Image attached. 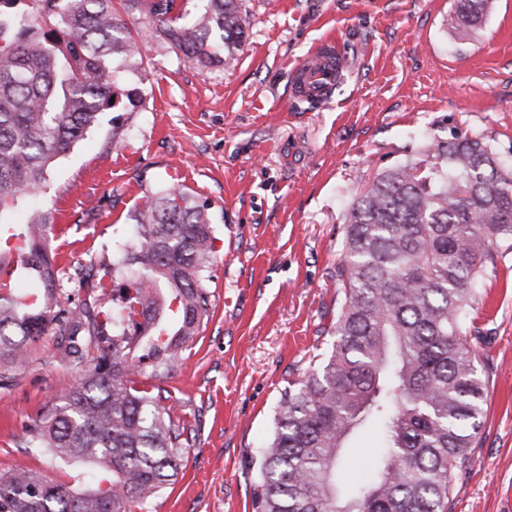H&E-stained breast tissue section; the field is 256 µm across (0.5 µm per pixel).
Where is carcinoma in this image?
<instances>
[{"instance_id":"carcinoma-1","label":"carcinoma","mask_w":512,"mask_h":512,"mask_svg":"<svg viewBox=\"0 0 512 512\" xmlns=\"http://www.w3.org/2000/svg\"><path fill=\"white\" fill-rule=\"evenodd\" d=\"M121 2L148 12L199 68L236 61L240 0H206L190 25L187 0ZM487 4L459 0L457 16L472 22ZM138 54L114 0H0V364L56 331L61 361L82 376L24 424L27 444L91 464L80 488L23 468L0 476V512H131L180 468L181 433L135 376L147 362L173 364L208 316L202 282L217 237L207 205L179 185L147 196L129 214L134 241L74 269L83 298L71 308L49 214L11 220L103 112L137 107L139 89L105 60ZM510 243L512 169L481 137L432 140L351 201L330 343L281 392L255 460L253 512H451L485 416L470 301ZM130 268L138 276L126 282ZM109 288L121 292L118 310L101 304ZM371 423L377 468L348 485L344 449Z\"/></svg>"}]
</instances>
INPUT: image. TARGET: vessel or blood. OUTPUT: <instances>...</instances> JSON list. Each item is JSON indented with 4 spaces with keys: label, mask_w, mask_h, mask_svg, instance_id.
Returning <instances> with one entry per match:
<instances>
[{
    "label": "vessel or blood",
    "mask_w": 512,
    "mask_h": 512,
    "mask_svg": "<svg viewBox=\"0 0 512 512\" xmlns=\"http://www.w3.org/2000/svg\"><path fill=\"white\" fill-rule=\"evenodd\" d=\"M337 55L338 49L333 42L326 41L318 45L295 71V97L326 102L339 81L335 62Z\"/></svg>",
    "instance_id": "1"
}]
</instances>
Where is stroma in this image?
I'll return each mask as SVG.
<instances>
[{
	"instance_id": "35a3bbf8",
	"label": "stroma",
	"mask_w": 512,
	"mask_h": 512,
	"mask_svg": "<svg viewBox=\"0 0 512 512\" xmlns=\"http://www.w3.org/2000/svg\"><path fill=\"white\" fill-rule=\"evenodd\" d=\"M456 0H243L232 68L199 70L145 14L126 22L142 52L108 59L140 88L134 111L101 115L52 168L35 205L51 214L61 268L111 255L142 196L179 183L205 201L217 253L203 284L210 316L167 371L143 370L182 436L174 484L133 512H252L251 466L289 381L324 348L343 298L336 275L351 200L423 143L480 136L512 166V0H491L462 33ZM334 41L342 78L329 102L291 94V72ZM474 304L487 413L453 512H512V250L487 267ZM55 333L0 386V475L26 467L76 486L84 465L27 445L21 425L79 378ZM377 434L348 450V481L369 479Z\"/></svg>"
}]
</instances>
